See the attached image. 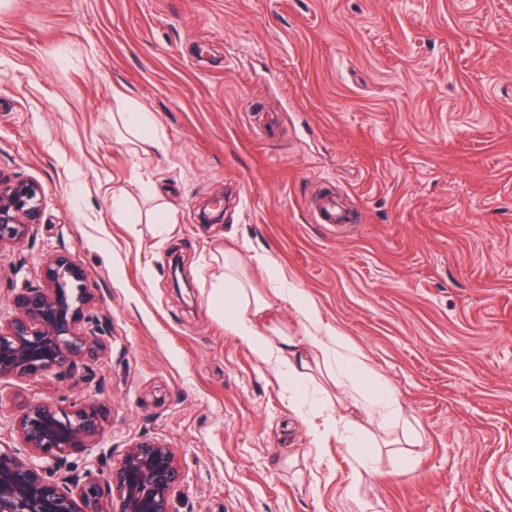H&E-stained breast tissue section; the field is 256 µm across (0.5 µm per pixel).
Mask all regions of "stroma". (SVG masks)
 <instances>
[{
	"instance_id": "35a3bbf8",
	"label": "stroma",
	"mask_w": 512,
	"mask_h": 512,
	"mask_svg": "<svg viewBox=\"0 0 512 512\" xmlns=\"http://www.w3.org/2000/svg\"><path fill=\"white\" fill-rule=\"evenodd\" d=\"M0 174L43 192L0 315L64 254L104 329L90 372L0 380V448L22 405L92 403L71 470L160 441L176 512H512V0H0ZM326 188L361 221L313 223ZM228 260L393 388L365 468L312 440L326 370L289 396L211 310ZM128 122L133 130V137L144 144L157 145L154 126L148 117L139 112H128Z\"/></svg>"
}]
</instances>
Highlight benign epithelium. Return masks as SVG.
I'll return each mask as SVG.
<instances>
[{"instance_id":"1","label":"benign epithelium","mask_w":512,"mask_h":512,"mask_svg":"<svg viewBox=\"0 0 512 512\" xmlns=\"http://www.w3.org/2000/svg\"><path fill=\"white\" fill-rule=\"evenodd\" d=\"M41 205L38 185L0 176V247L30 234ZM43 276L46 285L18 294L14 314L0 319V379L70 374L103 348L84 290L75 295L66 288L81 279L79 268L65 255H50ZM15 432L28 454L0 449V512H174L184 473L162 443L129 445L104 480L68 469L73 451L93 447L102 436L93 405H31Z\"/></svg>"}]
</instances>
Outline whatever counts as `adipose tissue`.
Masks as SVG:
<instances>
[{
    "label": "adipose tissue",
    "mask_w": 512,
    "mask_h": 512,
    "mask_svg": "<svg viewBox=\"0 0 512 512\" xmlns=\"http://www.w3.org/2000/svg\"><path fill=\"white\" fill-rule=\"evenodd\" d=\"M289 297L304 319V333L289 334L275 320L273 298ZM216 301L224 308V325L262 360L274 362L286 377L295 396H303L304 381L313 365L338 366L342 387L367 422L384 425L400 419L401 410L391 388L370 367L364 354L354 348L336 328L324 323L319 310L296 288H284L278 275H271L268 294L243 287L218 288ZM315 441L336 436L349 446H359L363 427L331 406L317 411L311 421Z\"/></svg>",
    "instance_id": "1"
}]
</instances>
